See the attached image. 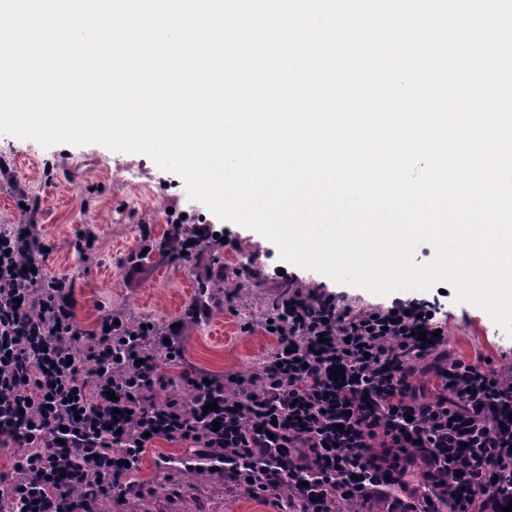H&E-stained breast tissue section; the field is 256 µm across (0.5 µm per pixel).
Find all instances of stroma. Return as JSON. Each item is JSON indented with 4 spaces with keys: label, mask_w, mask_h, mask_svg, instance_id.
Wrapping results in <instances>:
<instances>
[{
    "label": "stroma",
    "mask_w": 512,
    "mask_h": 512,
    "mask_svg": "<svg viewBox=\"0 0 512 512\" xmlns=\"http://www.w3.org/2000/svg\"><path fill=\"white\" fill-rule=\"evenodd\" d=\"M127 166L147 173L156 196L153 208L130 220L122 217L124 194L113 180L115 170ZM22 200L30 204L40 236L52 248L48 274L64 275L72 282L75 317L84 329H94L110 311L157 323L177 319L190 303L187 283L205 276L220 282L208 301L209 316L184 330V359L172 366L175 375L185 365L215 375L250 374L275 347L261 328L267 305L289 290L299 287L306 293L331 295L354 309H382L393 300L392 295H376L286 263L273 242L221 220L190 199L180 176L142 153L96 143L45 148L31 139L0 133V229L18 223ZM171 208L200 213L199 225H186L185 230L201 232L203 245L191 263L177 265L169 255L155 264L143 261L141 270H134L130 252L143 238L156 244L174 233V225L163 221ZM88 236L94 246L86 251L82 244ZM409 296L440 305L454 357L512 363V334L483 309L456 301L454 288L443 291L435 286L410 291ZM181 452L179 442H156L137 474L154 512H271L248 495L225 494L220 482L202 480L192 471L167 481L164 460ZM173 482L180 490L175 497L169 494Z\"/></svg>",
    "instance_id": "35a3bbf8"
}]
</instances>
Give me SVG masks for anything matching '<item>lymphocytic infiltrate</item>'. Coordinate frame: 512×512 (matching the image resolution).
I'll use <instances>...</instances> for the list:
<instances>
[{
  "label": "lymphocytic infiltrate",
  "instance_id": "f902f5d3",
  "mask_svg": "<svg viewBox=\"0 0 512 512\" xmlns=\"http://www.w3.org/2000/svg\"><path fill=\"white\" fill-rule=\"evenodd\" d=\"M46 257L36 225L0 233V447L12 452L0 512L124 502L160 440L183 447L168 473L214 475L274 512H440L450 492L456 512L512 504V374L442 357L447 322L431 303L351 312L294 290L263 324L276 348L256 370L191 368L180 390L162 368L182 357L170 324L110 312L94 347L76 351L74 289L48 276ZM424 359L432 395L410 381Z\"/></svg>",
  "mask_w": 512,
  "mask_h": 512
}]
</instances>
